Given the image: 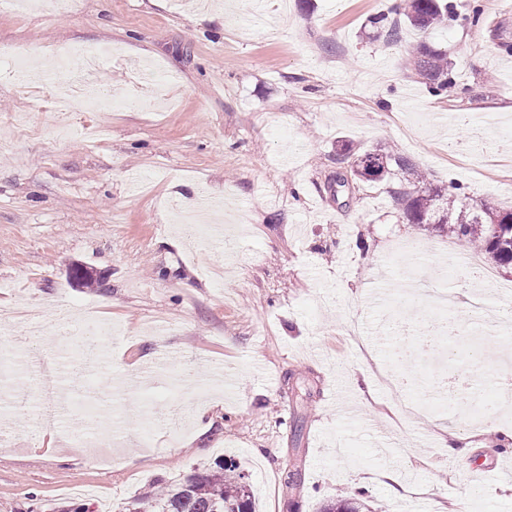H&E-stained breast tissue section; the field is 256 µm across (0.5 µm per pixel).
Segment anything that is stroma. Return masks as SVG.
I'll list each match as a JSON object with an SVG mask.
<instances>
[{
    "mask_svg": "<svg viewBox=\"0 0 512 512\" xmlns=\"http://www.w3.org/2000/svg\"><path fill=\"white\" fill-rule=\"evenodd\" d=\"M471 1L448 0L445 26L404 28L397 44L365 28L389 0H76L65 14L35 0L0 14V63L23 51L46 78L79 67V50L116 51L103 73L116 103L93 112L59 114L45 87L0 78V350L28 340L17 302L56 303L69 338L51 348L90 385L67 401L117 433L99 464L60 446L68 425L16 422L0 512H121L153 480L224 457L259 512H319L339 493L368 512H512V449L489 427L512 331L483 338L482 398L461 408L435 380L469 356L406 367L391 350L410 337L382 340L386 315L435 317L438 291L476 329L466 273L444 276L442 260L485 254L407 223L390 194L402 173L336 183L347 142L512 208V0H475V26ZM423 41L448 52L444 95L410 60ZM135 65L161 80L134 84ZM203 197L224 205L222 240L189 241L175 222ZM88 307L105 328L89 338ZM156 409L172 419L143 439ZM451 432L466 453L444 448ZM494 458V473L475 471Z\"/></svg>",
    "mask_w": 512,
    "mask_h": 512,
    "instance_id": "stroma-1",
    "label": "stroma"
}]
</instances>
